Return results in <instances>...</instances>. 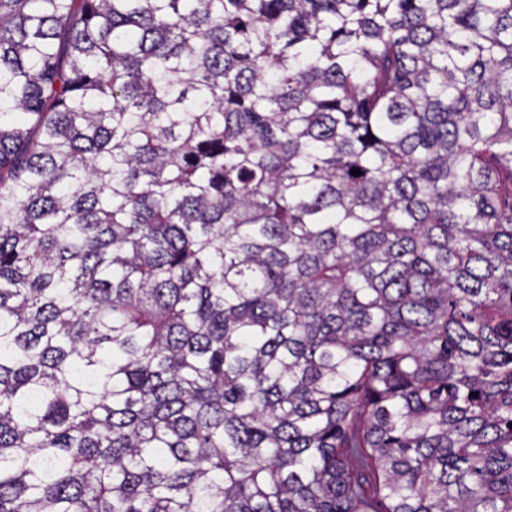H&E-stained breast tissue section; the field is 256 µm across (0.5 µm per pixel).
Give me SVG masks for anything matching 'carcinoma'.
Returning a JSON list of instances; mask_svg holds the SVG:
<instances>
[{
    "mask_svg": "<svg viewBox=\"0 0 512 512\" xmlns=\"http://www.w3.org/2000/svg\"><path fill=\"white\" fill-rule=\"evenodd\" d=\"M375 499L512 512V0H0V512Z\"/></svg>",
    "mask_w": 512,
    "mask_h": 512,
    "instance_id": "carcinoma-1",
    "label": "carcinoma"
}]
</instances>
